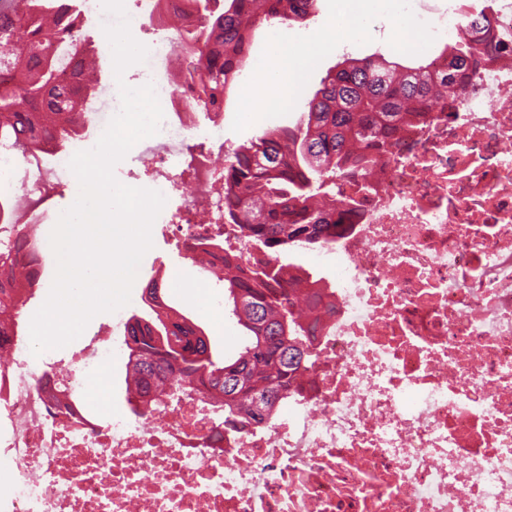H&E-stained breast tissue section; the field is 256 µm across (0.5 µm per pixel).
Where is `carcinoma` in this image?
Returning a JSON list of instances; mask_svg holds the SVG:
<instances>
[{"instance_id":"cac0c4a2","label":"carcinoma","mask_w":512,"mask_h":512,"mask_svg":"<svg viewBox=\"0 0 512 512\" xmlns=\"http://www.w3.org/2000/svg\"><path fill=\"white\" fill-rule=\"evenodd\" d=\"M0 23V143L25 154L63 151L81 136L72 120L95 95L89 57L92 39L74 0H24ZM205 25L186 36L199 57L187 81L198 99L222 111L224 95L239 76L256 23L282 24L315 15L318 0H192ZM494 0L472 16L462 44L445 48L418 67L384 57L348 59L321 81L308 111L293 127L273 128L242 144L224 163V224L242 248L224 250V293L246 330L247 345L232 360L213 359L208 337L189 318L153 292L154 317L136 314L126 322L127 375L142 392L137 413L200 393L224 409V418L244 427L265 422L305 371L307 341L335 305L302 266L282 260L295 247L325 248L347 231L336 214V184L364 179L395 133L431 103L461 93L486 62L512 53V31L495 17ZM76 60L75 84L64 69ZM24 240L0 250V320L19 326L39 271L23 252Z\"/></svg>"}]
</instances>
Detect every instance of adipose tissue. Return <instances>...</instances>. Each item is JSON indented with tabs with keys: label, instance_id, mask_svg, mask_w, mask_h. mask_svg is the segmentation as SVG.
Instances as JSON below:
<instances>
[{
	"label": "adipose tissue",
	"instance_id": "obj_1",
	"mask_svg": "<svg viewBox=\"0 0 512 512\" xmlns=\"http://www.w3.org/2000/svg\"><path fill=\"white\" fill-rule=\"evenodd\" d=\"M364 2L337 0L335 14L321 23L325 38L311 41L305 55L295 60L289 55L287 39L280 31H273L265 56L258 62L251 81L243 87L244 95L253 96L268 88L281 105L290 104L301 91L306 74L318 66L325 51L356 39L365 17Z\"/></svg>",
	"mask_w": 512,
	"mask_h": 512
}]
</instances>
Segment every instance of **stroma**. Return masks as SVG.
Returning a JSON list of instances; mask_svg holds the SVG:
<instances>
[{
    "label": "stroma",
    "mask_w": 512,
    "mask_h": 512,
    "mask_svg": "<svg viewBox=\"0 0 512 512\" xmlns=\"http://www.w3.org/2000/svg\"><path fill=\"white\" fill-rule=\"evenodd\" d=\"M84 2L86 29L95 37L99 55V83L105 87L111 82L112 54L109 44L100 41L99 35L102 23L111 22L112 17L103 11L100 0ZM462 2L463 0H378L371 14L364 19L356 44L345 49L327 50L319 65L307 74L302 92L296 101L287 109L278 112L260 107L258 100L241 92L246 80L253 74L256 59L267 50L271 31L280 28L275 21L258 24L253 31L252 45L245 59L242 75L228 90L224 110L216 125L207 129V136L222 137L224 150L229 153L264 130L294 126L301 118L307 101L319 89L322 79L327 73L337 70L347 56L361 58L378 54L388 60L413 67L428 63L442 50V43L399 50L390 42V30L394 22L401 20L412 26L434 13L448 11ZM152 240L153 247L141 262L131 300L125 309L126 314L143 317L149 315L150 310L143 301L144 289L149 281H157L161 299L205 331L215 360L235 356L243 347L246 336L224 298L223 283L210 280L198 300L186 299L182 289L174 285L171 275L177 272L188 278H195L197 268L194 262L179 249L169 230L163 228L161 223H154Z\"/></svg>",
    "instance_id": "obj_1"
}]
</instances>
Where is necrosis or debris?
Instances as JSON below:
<instances>
[{"label":"necrosis or debris","instance_id":"1","mask_svg":"<svg viewBox=\"0 0 512 512\" xmlns=\"http://www.w3.org/2000/svg\"><path fill=\"white\" fill-rule=\"evenodd\" d=\"M202 18L190 0H153L143 35L193 71L181 39ZM207 106L169 84L148 167L176 206L162 222L185 254L224 226L197 218L224 196V167L193 142ZM51 154L23 155L0 195L10 221L44 225L58 187ZM350 231L322 265L335 313L312 360L263 425L227 431L201 396L101 424L68 367L0 350V512H512V58L436 101L398 132ZM125 321L74 352L83 371L119 350Z\"/></svg>","mask_w":512,"mask_h":512}]
</instances>
